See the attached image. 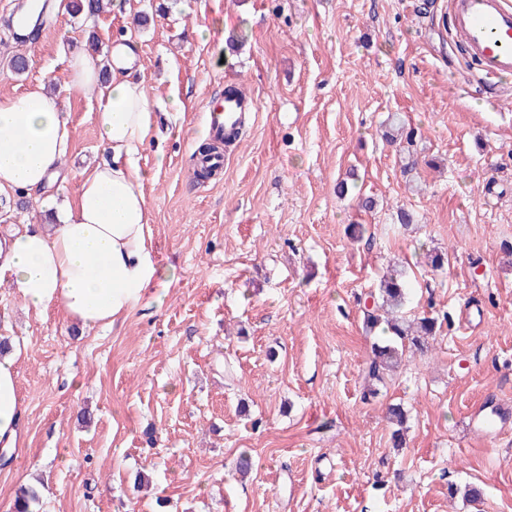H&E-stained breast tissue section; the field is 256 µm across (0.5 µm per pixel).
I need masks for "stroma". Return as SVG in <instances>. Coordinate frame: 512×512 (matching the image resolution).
<instances>
[{
	"label": "stroma",
	"mask_w": 512,
	"mask_h": 512,
	"mask_svg": "<svg viewBox=\"0 0 512 512\" xmlns=\"http://www.w3.org/2000/svg\"><path fill=\"white\" fill-rule=\"evenodd\" d=\"M448 18L449 0H120L90 19L58 0L35 41L0 42V95L37 82L60 95L70 179L56 196L70 204L110 151L94 95L67 88L68 59L89 35L105 49L134 35L154 116L136 160L169 282L84 329L0 281L26 404L0 512L32 483L41 512H156L160 498L168 512H512V423L480 428L512 404V79L486 82ZM215 25L223 38L198 32ZM231 85L259 111L222 178L197 180L203 114ZM393 115L407 135L391 144ZM45 221L35 199L0 193V235ZM392 266L409 315L442 327L366 401L365 300ZM468 484L481 501L449 496Z\"/></svg>",
	"instance_id": "35a3bbf8"
}]
</instances>
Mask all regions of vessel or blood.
<instances>
[{"label": "vessel or blood", "instance_id": "b4317fda", "mask_svg": "<svg viewBox=\"0 0 512 512\" xmlns=\"http://www.w3.org/2000/svg\"><path fill=\"white\" fill-rule=\"evenodd\" d=\"M450 30L476 61L485 79L512 76V0H451ZM257 106L244 96L225 97L203 115L210 135L223 140Z\"/></svg>", "mask_w": 512, "mask_h": 512}]
</instances>
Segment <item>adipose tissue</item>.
Returning <instances> with one entry per match:
<instances>
[{
    "label": "adipose tissue",
    "instance_id": "adipose-tissue-1",
    "mask_svg": "<svg viewBox=\"0 0 512 512\" xmlns=\"http://www.w3.org/2000/svg\"><path fill=\"white\" fill-rule=\"evenodd\" d=\"M137 47L114 41L107 68L84 53L69 61L70 87L96 92V121L110 159L82 180L74 206L57 223L25 226L0 239V277L7 275L28 308H59L83 327L110 326L141 302L158 279L150 249L147 172L135 156L151 130L152 107L136 66ZM70 133L60 97L44 85L0 95V191L56 204L47 186L62 174ZM0 355V444L14 447L25 413L15 365Z\"/></svg>",
    "mask_w": 512,
    "mask_h": 512
}]
</instances>
